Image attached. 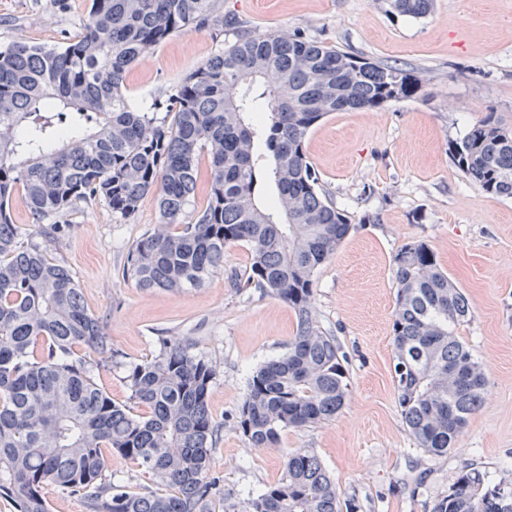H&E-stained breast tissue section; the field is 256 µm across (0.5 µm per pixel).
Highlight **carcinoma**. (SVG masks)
Returning a JSON list of instances; mask_svg holds the SVG:
<instances>
[{"mask_svg":"<svg viewBox=\"0 0 512 512\" xmlns=\"http://www.w3.org/2000/svg\"><path fill=\"white\" fill-rule=\"evenodd\" d=\"M213 0H91L81 34L62 48L0 47V497L17 512H49L45 491L83 498L92 512H208L221 492L209 459L219 432L208 400L219 373L188 337L162 336L128 366L133 405L90 369L116 362L103 321L85 307L67 266L7 215L19 190L37 223L99 197L127 218L157 194L161 223L129 250L123 274L143 290L200 287L224 249L251 254L245 288L286 303L297 320L285 353L257 366L238 406L249 447L278 450L282 432L333 418L349 395L336 337L318 325L316 275L349 236V213L320 188L304 140L332 112L379 108L417 94L407 69L295 34L241 36L142 111L124 93L128 68L172 34L210 21ZM405 16L433 0H389ZM165 117H157L158 110ZM210 158L211 197L194 221L198 157ZM452 157L483 191L512 197V127L477 121ZM277 197L264 204L260 186ZM392 380L410 435L445 456L481 406V364L453 333L467 297L422 242L393 256ZM164 492L112 482V455ZM336 482L312 452L286 455L284 476L241 512H342ZM432 512H512V486L462 471Z\"/></svg>","mask_w":512,"mask_h":512,"instance_id":"carcinoma-1","label":"carcinoma"}]
</instances>
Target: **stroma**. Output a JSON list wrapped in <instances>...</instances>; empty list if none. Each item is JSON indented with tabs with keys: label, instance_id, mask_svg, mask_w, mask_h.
<instances>
[{
	"label": "stroma",
	"instance_id": "obj_1",
	"mask_svg": "<svg viewBox=\"0 0 512 512\" xmlns=\"http://www.w3.org/2000/svg\"><path fill=\"white\" fill-rule=\"evenodd\" d=\"M91 0H0V46L62 47L76 38ZM214 20L173 35L134 63L126 79L132 107L166 100L184 78L240 36L296 33L343 51L417 71V95L385 106L333 112L308 132L304 149L325 190L357 224L317 272L319 325L345 353L350 395L325 424L288 429L281 450L253 451L237 428V408L253 368L281 355L296 333L293 310L255 288L244 244L198 288L145 291L125 278L129 249L160 222L154 196L133 216L114 217L101 199L61 212L47 245L68 266L85 307L107 327L120 363L92 376L127 403V366L155 355L162 336L191 338L220 373L208 406L221 431L210 470L221 492L209 512H225L248 492L274 485L283 450L313 451L356 512H431L466 467L512 484V198L482 191L457 168L453 142L486 114L512 126V0H434L429 14L404 16L388 0H213ZM426 242L465 293L468 317L455 327L484 367L482 406L448 455L419 448L403 423L391 378L395 290L392 258Z\"/></svg>",
	"mask_w": 512,
	"mask_h": 512
}]
</instances>
